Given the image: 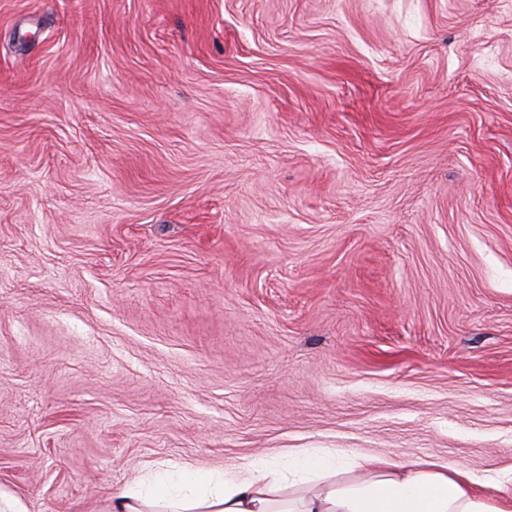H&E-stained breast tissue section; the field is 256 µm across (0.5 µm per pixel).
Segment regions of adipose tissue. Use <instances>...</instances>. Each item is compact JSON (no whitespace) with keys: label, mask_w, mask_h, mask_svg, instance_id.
Listing matches in <instances>:
<instances>
[{"label":"adipose tissue","mask_w":512,"mask_h":512,"mask_svg":"<svg viewBox=\"0 0 512 512\" xmlns=\"http://www.w3.org/2000/svg\"><path fill=\"white\" fill-rule=\"evenodd\" d=\"M112 512H512V471L342 448H288L228 468L160 461L136 470Z\"/></svg>","instance_id":"1"}]
</instances>
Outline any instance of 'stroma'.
<instances>
[{
    "label": "stroma",
    "mask_w": 512,
    "mask_h": 512,
    "mask_svg": "<svg viewBox=\"0 0 512 512\" xmlns=\"http://www.w3.org/2000/svg\"><path fill=\"white\" fill-rule=\"evenodd\" d=\"M286 448L512 465V0H0V489Z\"/></svg>",
    "instance_id": "1"
}]
</instances>
